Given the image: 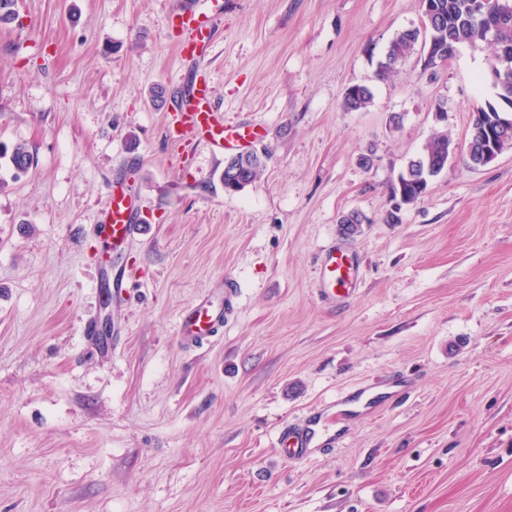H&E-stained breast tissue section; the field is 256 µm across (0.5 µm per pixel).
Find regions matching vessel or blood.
Masks as SVG:
<instances>
[{"instance_id": "obj_1", "label": "vessel or blood", "mask_w": 512, "mask_h": 512, "mask_svg": "<svg viewBox=\"0 0 512 512\" xmlns=\"http://www.w3.org/2000/svg\"><path fill=\"white\" fill-rule=\"evenodd\" d=\"M216 3L217 0H190L188 6L173 13L171 23L183 34L178 45L180 53L193 54L210 44L219 16ZM169 131L174 142L202 137L223 153L244 150L263 139V133L256 125L229 124L221 113L214 111L211 83L205 78L194 81L182 98L177 112L171 115ZM149 218L150 210L139 198L124 190L110 188L102 221L94 225L93 232L101 245L100 277L114 298L122 297L124 284L112 277V258L126 248L140 224ZM352 266L353 261L346 254H326L321 267L322 277L327 282L321 291L323 298L335 299L337 288L349 285ZM233 297V288L225 282H216L213 292L201 296L183 313L181 337L200 344L211 341L231 314ZM312 440L310 431L285 428L278 434L277 446L284 457L305 461L309 458Z\"/></svg>"}]
</instances>
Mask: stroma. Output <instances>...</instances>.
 I'll return each instance as SVG.
<instances>
[{"label":"stroma","mask_w":512,"mask_h":512,"mask_svg":"<svg viewBox=\"0 0 512 512\" xmlns=\"http://www.w3.org/2000/svg\"><path fill=\"white\" fill-rule=\"evenodd\" d=\"M178 2L17 0L0 24V143L34 156L22 175L0 159V512H512V149L456 155L383 220L435 133L466 144L491 48L378 82L421 0H223L186 58ZM203 72L225 121L264 129L234 194L225 156L174 144L173 104L151 101ZM355 83L373 102L343 111ZM112 185L152 210L113 263L120 300L92 234ZM332 245L355 269L330 303ZM219 279L224 330L186 345L180 318ZM312 422L335 444L282 458L279 431ZM250 155L253 156V159L249 162L248 166L244 167L243 165H239V167H236L235 164H233L227 172H225L227 177L224 178V187L228 189V191H241L246 186L254 183L259 176L262 171V161L258 155L248 154V156ZM232 171H237V173L229 176V173Z\"/></svg>","instance_id":"obj_1"}]
</instances>
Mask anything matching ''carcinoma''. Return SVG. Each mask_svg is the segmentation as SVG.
Wrapping results in <instances>:
<instances>
[{"instance_id":"carcinoma-1","label":"carcinoma","mask_w":512,"mask_h":512,"mask_svg":"<svg viewBox=\"0 0 512 512\" xmlns=\"http://www.w3.org/2000/svg\"><path fill=\"white\" fill-rule=\"evenodd\" d=\"M475 0H430L433 5L431 18H423L425 29H406L395 35L390 41L383 59L378 61L374 76L383 81L399 72V68L416 54H426L430 40L443 45L458 46L464 43L477 46L488 43L495 47L493 58H498L504 48L512 49V15L499 22L494 33L488 30L478 19L473 3ZM498 104L487 103L476 108L486 122L496 129V143L500 151L512 148V123L499 126L498 119L512 113V97L497 95ZM373 101L372 88L364 83L353 84L345 90L342 109L346 112H360L367 109ZM453 140L444 133L435 134L425 145L423 152L411 159L398 175L397 183L392 186V195L402 194L403 205L413 206L427 193L430 179L448 167L449 150ZM14 171L27 172L33 164L32 154L22 145L13 147L7 155ZM469 166H485L489 160L483 158V148L479 131L470 128V150L465 154ZM233 175L224 178V187L231 192L241 191L254 183L262 171V161L258 155L248 166H231Z\"/></svg>"}]
</instances>
